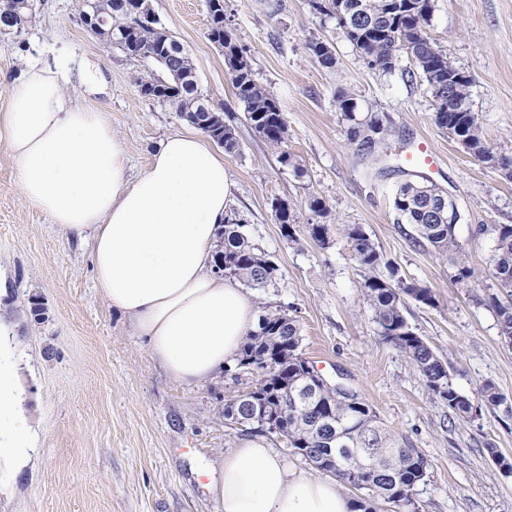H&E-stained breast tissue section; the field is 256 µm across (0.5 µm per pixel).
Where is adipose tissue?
<instances>
[{
	"label": "adipose tissue",
	"mask_w": 512,
	"mask_h": 512,
	"mask_svg": "<svg viewBox=\"0 0 512 512\" xmlns=\"http://www.w3.org/2000/svg\"><path fill=\"white\" fill-rule=\"evenodd\" d=\"M26 201L89 241L95 284L173 379L208 382L255 327L241 288L213 271L231 181L194 132L162 139L129 175L102 113L72 102L57 66L27 65L0 112ZM219 512H352L332 478L289 468L266 438L242 439L211 470Z\"/></svg>",
	"instance_id": "adipose-tissue-1"
}]
</instances>
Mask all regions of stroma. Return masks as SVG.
<instances>
[{"label":"stroma","mask_w":512,"mask_h":512,"mask_svg":"<svg viewBox=\"0 0 512 512\" xmlns=\"http://www.w3.org/2000/svg\"><path fill=\"white\" fill-rule=\"evenodd\" d=\"M165 28L189 54L201 93L224 114L239 146L225 153L229 208L249 241L274 261L268 287L249 289L256 309L296 319L301 351L319 374L358 391L397 439L429 464L416 489L419 512H512V475L489 448L512 460V344L499 334L490 297L501 296L487 265L491 225L512 224V178L481 162L434 121V99L415 62L368 66L335 16L313 0H224V26L247 56L254 79L277 98L288 126L281 163L250 126L224 65L207 37V0H151ZM427 36L472 79L470 99L485 142L512 157V0H433ZM327 43L322 66L307 49ZM63 59L65 91L104 113L133 171L160 139L188 129L174 107L142 96V66L81 25L76 0H38L21 36H0V110L32 59ZM358 120L378 117L387 154L367 155L348 136L340 98ZM428 142L438 169L405 162ZM428 180L457 204L455 236L471 271L458 268L397 221L393 197L407 181ZM321 199L323 214L310 209ZM286 204L290 233L275 216ZM328 225L326 242L309 227ZM361 225L385 264L406 282L430 288L437 303L408 302L405 316L447 363L454 387L478 398L493 384L504 401L479 417H459L432 396L417 368L381 335L365 300L366 272L343 235ZM41 302L43 320L28 313ZM0 321L18 378L9 422L29 454L21 470L0 467V512H218L203 472L242 439L224 403L255 379L218 371L188 385L170 377L132 326L95 286L89 249L65 238L25 201L15 162L0 141Z\"/></svg>","instance_id":"obj_1"}]
</instances>
